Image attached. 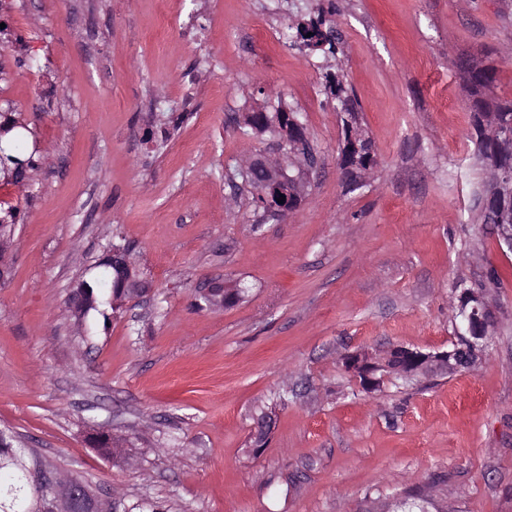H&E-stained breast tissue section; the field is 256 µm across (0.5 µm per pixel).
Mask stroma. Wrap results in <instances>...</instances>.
<instances>
[{
  "instance_id": "obj_1",
  "label": "stroma",
  "mask_w": 512,
  "mask_h": 512,
  "mask_svg": "<svg viewBox=\"0 0 512 512\" xmlns=\"http://www.w3.org/2000/svg\"><path fill=\"white\" fill-rule=\"evenodd\" d=\"M0 112L34 127L40 168L0 286V428L117 512H369L420 489L454 512H512V252L476 223L481 171L458 56L512 99V0H335L337 64L379 157L348 192L321 55L282 41V0H5ZM270 86L320 165L263 221L233 190L236 121ZM168 129L165 145L145 140ZM150 293L75 324L74 283L114 238ZM501 272L493 281L491 272ZM237 305L196 308L208 283ZM496 315L476 366L364 391L344 353L456 340V284ZM271 418L263 447L254 420ZM122 439L93 448V429Z\"/></svg>"
}]
</instances>
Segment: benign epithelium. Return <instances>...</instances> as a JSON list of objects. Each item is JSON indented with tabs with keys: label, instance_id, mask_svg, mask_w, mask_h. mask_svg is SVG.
<instances>
[{
	"label": "benign epithelium",
	"instance_id": "obj_1",
	"mask_svg": "<svg viewBox=\"0 0 512 512\" xmlns=\"http://www.w3.org/2000/svg\"><path fill=\"white\" fill-rule=\"evenodd\" d=\"M302 130V124L284 112L278 123L279 139L277 148L271 152L259 153L245 158L238 172L243 179L256 173L260 186L254 189L257 204L263 209L265 219L279 221L295 210L294 201L301 197L300 183L287 173L291 155L300 152L293 149V135ZM285 196L280 204L277 198ZM14 228L0 226V283L8 280L11 265L8 257L13 246ZM106 261L119 274V291L112 294V307L123 308L129 302L141 298L149 288L140 278L136 262L130 252L123 248H111ZM95 305L94 290L86 283L79 282L72 294V312L81 319L90 307ZM457 332L464 343L454 345L450 350L426 351L419 347L397 345L383 356L376 357L365 351L348 353L343 358L344 369L351 373L362 388L375 390L387 376L412 378L453 374L470 369L480 353L487 346L488 336L495 325V316L488 302L478 293L463 291L457 296ZM37 483L50 492V512H98L101 497L74 477L60 474L53 469L38 471Z\"/></svg>",
	"mask_w": 512,
	"mask_h": 512
}]
</instances>
